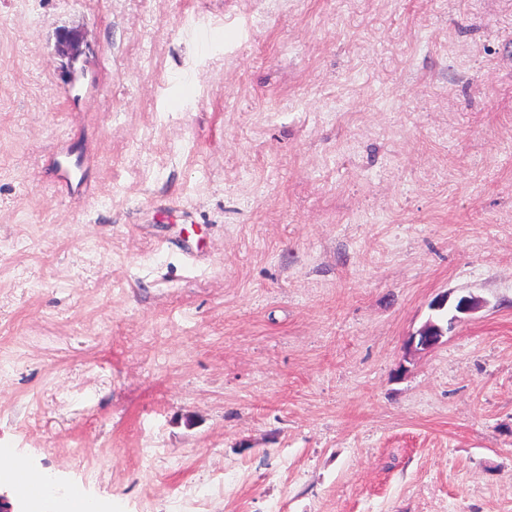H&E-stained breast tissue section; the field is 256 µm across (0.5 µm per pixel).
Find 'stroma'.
<instances>
[{
  "instance_id": "35a3bbf8",
  "label": "stroma",
  "mask_w": 512,
  "mask_h": 512,
  "mask_svg": "<svg viewBox=\"0 0 512 512\" xmlns=\"http://www.w3.org/2000/svg\"><path fill=\"white\" fill-rule=\"evenodd\" d=\"M0 242L22 467L512 512V0H0ZM447 293L485 304L409 348ZM445 335L446 331L430 319L415 334L409 337V341L411 345L416 344L417 348L429 350L438 345Z\"/></svg>"
}]
</instances>
